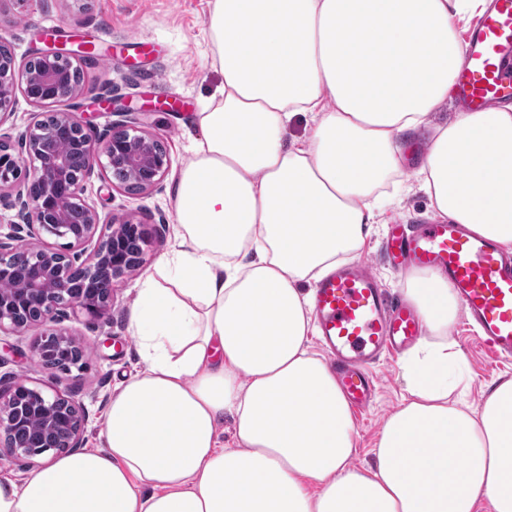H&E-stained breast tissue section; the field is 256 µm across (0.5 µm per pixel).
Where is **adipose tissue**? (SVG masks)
<instances>
[{"mask_svg":"<svg viewBox=\"0 0 512 512\" xmlns=\"http://www.w3.org/2000/svg\"><path fill=\"white\" fill-rule=\"evenodd\" d=\"M485 5L214 0L223 81L129 316L146 368L115 388L101 447L0 481V512H512V379L451 401L468 362L446 280H407L431 338L401 362L373 464H353L351 409L309 345L308 284L404 196L512 249V104L432 122Z\"/></svg>","mask_w":512,"mask_h":512,"instance_id":"adipose-tissue-1","label":"adipose tissue"}]
</instances>
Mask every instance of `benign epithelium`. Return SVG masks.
Instances as JSON below:
<instances>
[{"label":"benign epithelium","mask_w":512,"mask_h":512,"mask_svg":"<svg viewBox=\"0 0 512 512\" xmlns=\"http://www.w3.org/2000/svg\"><path fill=\"white\" fill-rule=\"evenodd\" d=\"M36 59L40 66H27L21 74L22 91L33 105L75 99L82 93V86L72 81L71 69L88 60L87 49L51 44ZM15 84L14 62L1 63L0 115L11 112ZM54 117L51 124L37 120L29 125L23 155L0 141V199L17 191L19 216L31 238L46 234L66 240V251L61 252L21 243L13 234L0 237V283L18 279L22 284L0 291V331L40 329L35 354L42 365L81 371L86 367L83 346L45 328L68 309L106 318L114 282L142 266L150 243L143 224L115 217L101 222L98 212L81 199L83 182L97 168L109 175L120 166L125 179H112V186L144 192L166 177L170 163L156 136L123 121L95 137L72 112H56ZM64 138L72 141L68 152L56 148ZM27 156L39 162L32 175L27 173ZM101 225L104 231L97 247L86 252ZM32 414L41 419L35 431L28 430ZM83 428L84 411L70 397L57 391L48 395L15 376L5 384L0 376V461L31 460L51 450L78 448Z\"/></svg>","instance_id":"1"}]
</instances>
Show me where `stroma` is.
<instances>
[{"mask_svg": "<svg viewBox=\"0 0 512 512\" xmlns=\"http://www.w3.org/2000/svg\"><path fill=\"white\" fill-rule=\"evenodd\" d=\"M212 7L213 0H0V42L11 48L17 65H24L33 50L44 45L43 38L28 27V20L68 34L75 42L91 36L95 57L85 68L84 95L56 103V111L75 113L95 133L120 120L132 122L160 137L170 160L168 176L146 193L111 187L98 172L83 184V200L102 221L128 216L146 224L151 234L144 265L115 285L109 320L72 312L53 325L54 330L81 343L86 370L70 373L44 368L33 354L38 331L0 332V374L27 379L48 393L61 391L79 403L86 414L83 445L87 448L97 444L106 427V407L116 385L145 368L128 318L140 279L175 245L173 182L192 160L194 142L202 138L196 116L223 80L207 36L206 19ZM107 87L113 98L130 104L129 113L120 115L94 105V98ZM386 233V225H375L358 259L369 265L389 295L401 297L405 274L389 267L381 254ZM450 336L468 360L465 399L469 404L478 405L500 380L512 378V360L497 358L464 319L456 320ZM373 375L378 381L376 398L354 419L353 462L357 465L372 462V449L384 422L407 395L400 356L381 360Z\"/></svg>", "mask_w": 512, "mask_h": 512, "instance_id": "1", "label": "stroma"}]
</instances>
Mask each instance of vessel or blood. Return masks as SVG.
Segmentation results:
<instances>
[{"mask_svg":"<svg viewBox=\"0 0 512 512\" xmlns=\"http://www.w3.org/2000/svg\"><path fill=\"white\" fill-rule=\"evenodd\" d=\"M463 53L452 89L458 108L482 111L512 98V0H492L469 29ZM382 250L397 268L447 277L480 341L498 356L512 357L511 253L451 221L422 224L410 233L393 225ZM312 309L336 381L358 413L374 393L371 366L425 334L418 313L403 299L389 297L359 263L326 274L314 290Z\"/></svg>","mask_w":512,"mask_h":512,"instance_id":"b4317fda","label":"vessel or blood"}]
</instances>
